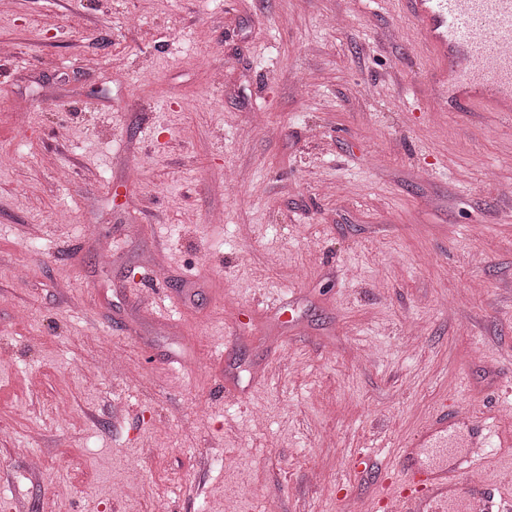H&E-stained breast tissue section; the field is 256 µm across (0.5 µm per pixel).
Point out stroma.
<instances>
[{"label": "stroma", "mask_w": 512, "mask_h": 512, "mask_svg": "<svg viewBox=\"0 0 512 512\" xmlns=\"http://www.w3.org/2000/svg\"><path fill=\"white\" fill-rule=\"evenodd\" d=\"M0 512H395L440 406L512 497V114L405 0H0Z\"/></svg>", "instance_id": "35a3bbf8"}]
</instances>
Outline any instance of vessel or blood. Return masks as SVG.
Here are the masks:
<instances>
[{
  "instance_id": "vessel-or-blood-1",
  "label": "vessel or blood",
  "mask_w": 512,
  "mask_h": 512,
  "mask_svg": "<svg viewBox=\"0 0 512 512\" xmlns=\"http://www.w3.org/2000/svg\"><path fill=\"white\" fill-rule=\"evenodd\" d=\"M421 39L439 54V78L462 111L512 112V0H412ZM456 417L437 410L417 433L400 463L392 498L400 512H446L458 484L457 470L424 463L420 449L445 453ZM483 512L497 507L486 483H470Z\"/></svg>"
}]
</instances>
